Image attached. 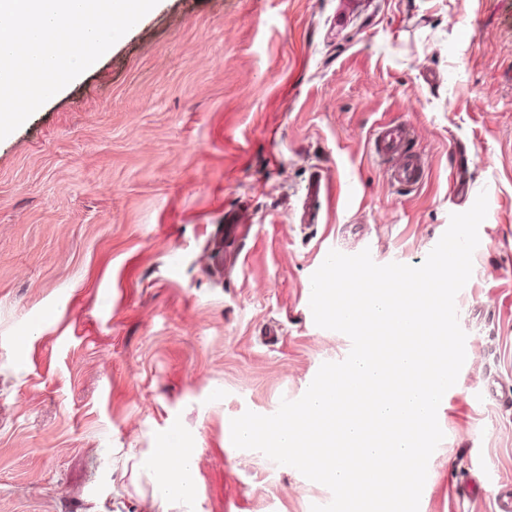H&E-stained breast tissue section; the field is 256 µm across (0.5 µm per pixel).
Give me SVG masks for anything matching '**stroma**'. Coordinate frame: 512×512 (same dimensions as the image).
Listing matches in <instances>:
<instances>
[{"label": "stroma", "mask_w": 512, "mask_h": 512, "mask_svg": "<svg viewBox=\"0 0 512 512\" xmlns=\"http://www.w3.org/2000/svg\"><path fill=\"white\" fill-rule=\"evenodd\" d=\"M389 122L414 188L370 153ZM482 192L419 512L512 489V407L486 394L512 385V0H159L0 140V512H159L133 466L173 443L194 476L169 512L329 503L230 421L349 354L308 312L330 250L421 265ZM411 132L407 124L381 126L373 138L374 153L384 160L395 159L390 179L403 187L418 185L425 174L426 162L420 153L410 149Z\"/></svg>", "instance_id": "1"}]
</instances>
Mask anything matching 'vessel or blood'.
I'll use <instances>...</instances> for the list:
<instances>
[{
  "mask_svg": "<svg viewBox=\"0 0 512 512\" xmlns=\"http://www.w3.org/2000/svg\"><path fill=\"white\" fill-rule=\"evenodd\" d=\"M410 142V128L405 124L383 125L373 138L375 155L393 163L391 181L406 188L418 185L426 169L423 156L411 150Z\"/></svg>",
  "mask_w": 512,
  "mask_h": 512,
  "instance_id": "b4317fda",
  "label": "vessel or blood"
}]
</instances>
